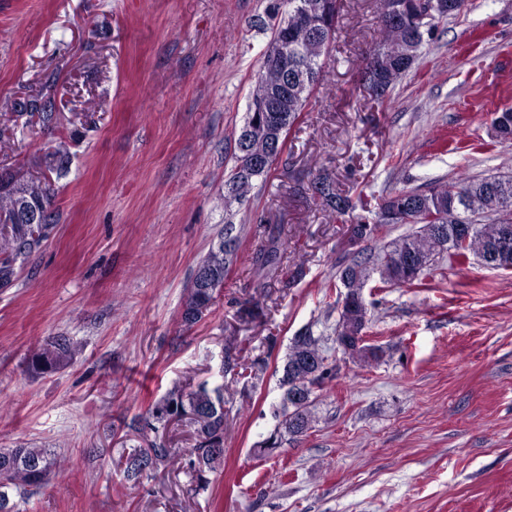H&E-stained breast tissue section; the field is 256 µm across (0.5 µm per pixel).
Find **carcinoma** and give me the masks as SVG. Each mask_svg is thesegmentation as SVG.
<instances>
[{
    "mask_svg": "<svg viewBox=\"0 0 512 512\" xmlns=\"http://www.w3.org/2000/svg\"><path fill=\"white\" fill-rule=\"evenodd\" d=\"M437 0L438 8L413 16V0H397L404 9L397 14L387 10L390 0H376L380 25L376 45L363 58L367 80L378 84L384 95L412 67L425 37L433 36L435 22L463 12L453 2ZM342 0H288L287 17L277 26L264 52L255 77L246 118L236 139L235 165L224 182V231L217 245L209 248L197 268L206 272L207 285L201 287L191 279L182 302L181 320L194 325L209 313L224 288V277L238 260L245 228L233 222V205L248 200L254 181L265 180L279 157L274 156L264 169H256L251 159L267 153L271 141L286 143L301 112L310 104L315 88L323 80L325 57L338 32L337 23ZM288 41V60L272 57L276 48ZM30 113L38 114L46 127L61 124L54 100L43 96L27 103ZM495 133L500 143H512V111L495 120ZM69 165L68 156L51 154L47 170L63 176ZM315 193L322 205L341 216L356 209L350 197L342 194L336 181L317 178ZM415 210L403 213L404 224H415L411 231L378 250L366 246L348 262L339 265V280L347 292L335 334L350 347L348 357L360 362L379 359L377 351L357 346L369 319L350 309L355 297L372 278L379 275L385 286L411 287L425 270L447 258L459 261L474 255L479 259L493 251L506 229L512 230V176L490 175L481 178L458 176L453 182H438L426 190L403 189L383 198L375 217H356V224H385L384 214L404 202ZM50 178L28 177L21 171L0 172V288H10L19 277L16 263L40 249L53 223ZM36 207L43 215L41 224L15 221L18 209ZM259 268L280 263L278 247L271 242L257 256ZM79 344L68 336H56L34 351L28 358V369L37 375L53 373L69 365ZM336 375V365L328 362L322 349V337L311 330L294 337L288 346L280 380L283 395L274 412L275 429L258 443V452L270 455L280 447L282 436L293 438L313 428L315 392ZM229 386L213 388L206 383L173 386L154 406L137 415L129 425L137 444L122 451L123 477L135 484L160 467L183 462L190 476L192 491L209 488L213 474L224 466V432L226 410L224 394ZM187 419L194 428L195 444L184 455L166 444L160 431L174 420ZM62 470L61 460L49 448H0V512H17L11 497H24L32 488Z\"/></svg>",
    "mask_w": 512,
    "mask_h": 512,
    "instance_id": "carcinoma-1",
    "label": "carcinoma"
}]
</instances>
